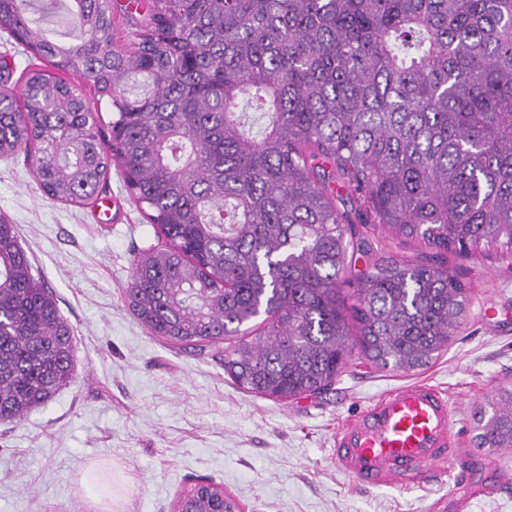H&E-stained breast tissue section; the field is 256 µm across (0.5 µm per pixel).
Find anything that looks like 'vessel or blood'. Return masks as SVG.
I'll use <instances>...</instances> for the list:
<instances>
[{
	"label": "vessel or blood",
	"instance_id": "1",
	"mask_svg": "<svg viewBox=\"0 0 512 512\" xmlns=\"http://www.w3.org/2000/svg\"><path fill=\"white\" fill-rule=\"evenodd\" d=\"M458 453L446 393L415 381L386 391L341 428L332 457L357 482L380 486L424 481Z\"/></svg>",
	"mask_w": 512,
	"mask_h": 512
}]
</instances>
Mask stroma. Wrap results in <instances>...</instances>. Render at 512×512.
Listing matches in <instances>:
<instances>
[{
	"label": "stroma",
	"mask_w": 512,
	"mask_h": 512,
	"mask_svg": "<svg viewBox=\"0 0 512 512\" xmlns=\"http://www.w3.org/2000/svg\"><path fill=\"white\" fill-rule=\"evenodd\" d=\"M22 93L41 59L0 29V60ZM67 204L40 190L24 154L0 157V215L71 325L75 370L63 389L18 423L0 424V512H175L206 478L243 512H512V449L477 447L478 412L512 385V252L439 253L383 228H365L371 256L442 265L467 289V313L427 369L381 370L352 352L331 389L288 401L232 383L215 359L171 349L131 313L135 253L159 240L119 168L99 195ZM446 390L465 450L456 479L421 486L359 485L331 456L337 429L395 386Z\"/></svg>",
	"instance_id": "obj_1"
}]
</instances>
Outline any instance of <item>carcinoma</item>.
I'll list each match as a JSON object with an SVG mask.
<instances>
[{"instance_id":"obj_1","label":"carcinoma","mask_w":512,"mask_h":512,"mask_svg":"<svg viewBox=\"0 0 512 512\" xmlns=\"http://www.w3.org/2000/svg\"><path fill=\"white\" fill-rule=\"evenodd\" d=\"M73 2L57 41L43 23L62 0H0L12 36L48 62L26 72L22 101L0 90V157L33 158L65 203L95 201L118 166L164 239L134 256L125 295L151 335L278 400L328 390L352 340L400 373L448 348L466 287L445 268L379 258L346 307L368 247L353 215L442 253L512 250V0ZM70 72L112 105L110 133L91 130ZM139 76L149 89L135 94ZM74 353L0 218V423L65 386ZM477 440L512 448V386ZM182 507L240 512L206 486Z\"/></svg>"}]
</instances>
